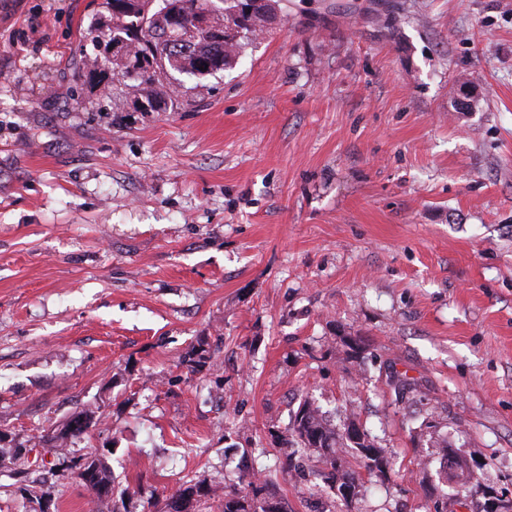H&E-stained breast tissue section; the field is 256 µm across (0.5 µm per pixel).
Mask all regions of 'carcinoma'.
<instances>
[{"mask_svg": "<svg viewBox=\"0 0 512 512\" xmlns=\"http://www.w3.org/2000/svg\"><path fill=\"white\" fill-rule=\"evenodd\" d=\"M212 0H106L112 14V28L108 39L95 40L102 49L104 62L119 69L123 76L137 81L138 97L143 99V108L158 110L167 105L166 95L161 91L170 72L203 77L218 67L230 64L239 54L244 42L264 33L277 16V0H267L265 11L257 12L244 25L236 22V15L245 0H220L222 6H211ZM189 28L192 34L182 41L172 38L175 27ZM119 40L126 44L133 65L112 62L108 55L111 42ZM91 426V416L79 413L69 419L58 435L60 439L77 437ZM291 448L313 450L322 463L329 468L328 477L339 484V488H356L357 477L340 465L341 455L348 449L360 453L364 467L372 472L383 471L386 461L380 450L362 435L363 443L352 444L348 431L341 433L329 427L312 404L304 403L295 414L291 425ZM73 474L96 496L101 491L115 493L116 484L106 458L92 453L84 462L72 465ZM264 480L258 486L249 482L251 495L237 490L224 492V512H281L273 499L264 496ZM201 493L196 485H187L172 497L170 512H189L193 497Z\"/></svg>", "mask_w": 512, "mask_h": 512, "instance_id": "1", "label": "carcinoma"}]
</instances>
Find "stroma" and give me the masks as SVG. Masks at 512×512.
Masks as SVG:
<instances>
[{"label": "stroma", "mask_w": 512, "mask_h": 512, "mask_svg": "<svg viewBox=\"0 0 512 512\" xmlns=\"http://www.w3.org/2000/svg\"><path fill=\"white\" fill-rule=\"evenodd\" d=\"M278 4L138 112L73 82L103 0H0V512H169L251 469L284 512L512 499V0ZM307 401L387 461L345 454L350 497L278 469ZM95 451L126 495L74 478Z\"/></svg>", "instance_id": "35a3bbf8"}]
</instances>
